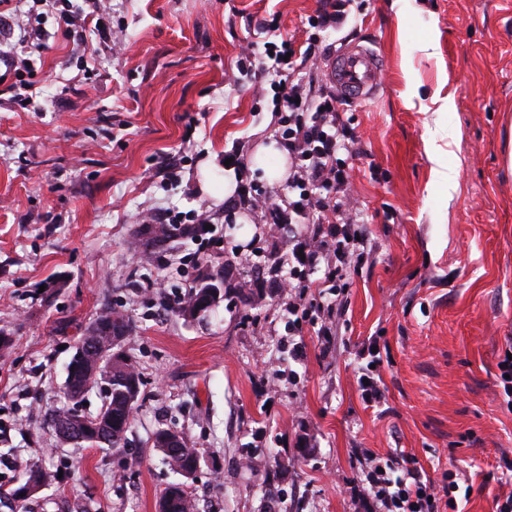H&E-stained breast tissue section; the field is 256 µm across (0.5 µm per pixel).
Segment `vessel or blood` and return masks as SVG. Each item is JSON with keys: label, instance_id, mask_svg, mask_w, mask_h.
Masks as SVG:
<instances>
[{"label": "vessel or blood", "instance_id": "b4317fda", "mask_svg": "<svg viewBox=\"0 0 512 512\" xmlns=\"http://www.w3.org/2000/svg\"><path fill=\"white\" fill-rule=\"evenodd\" d=\"M383 59L361 45L344 46L330 64V77L337 91L354 102L373 99L382 89Z\"/></svg>", "mask_w": 512, "mask_h": 512}]
</instances>
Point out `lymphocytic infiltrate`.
Returning <instances> with one entry per match:
<instances>
[{
    "mask_svg": "<svg viewBox=\"0 0 512 512\" xmlns=\"http://www.w3.org/2000/svg\"><path fill=\"white\" fill-rule=\"evenodd\" d=\"M272 54V69L264 71L260 51ZM308 54L297 53L291 39L250 43L237 60L241 76L257 78L267 72L269 90L281 126L280 142L288 151V203L267 198L256 182L239 183L231 209L261 211L268 224L296 226L299 247L305 255L302 270H289V279L308 283L323 272V287L332 288L357 252L366 248L360 224L365 216L354 206L349 179L354 156V136L343 121L344 100L331 85L304 75ZM365 479L360 493L367 512H439L433 482L423 480L409 456L377 458L361 449Z\"/></svg>",
    "mask_w": 512,
    "mask_h": 512,
    "instance_id": "obj_1",
    "label": "lymphocytic infiltrate"
}]
</instances>
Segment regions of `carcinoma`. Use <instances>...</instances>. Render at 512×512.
<instances>
[{
    "label": "carcinoma",
    "instance_id": "cac0c4a2",
    "mask_svg": "<svg viewBox=\"0 0 512 512\" xmlns=\"http://www.w3.org/2000/svg\"><path fill=\"white\" fill-rule=\"evenodd\" d=\"M149 245L157 248L178 239L195 238L198 228L193 224L184 225L174 232L159 224L149 226ZM224 281L221 274H210L201 278L189 288L186 297L176 309L180 315L195 317L207 313L223 299L224 294L213 297L207 286L212 282ZM132 324L127 315L112 307L103 309L87 329L77 346L84 351L83 368L69 372L65 396L71 402L79 403L86 392L98 384L104 385V400L99 412L86 416L75 408L58 410L51 414L54 426L65 425L74 432L93 429L90 438L92 446L122 448L127 440L134 419V409L140 396L141 380L132 357L125 353L122 343L131 332ZM153 447L162 455V462L174 474L187 477L196 473L200 454L188 446L181 432L161 429L153 434ZM48 473L38 464H31L26 470L23 486L41 488ZM159 512H195L193 498L185 491V483L169 484L160 495Z\"/></svg>",
    "mask_w": 512,
    "mask_h": 512
}]
</instances>
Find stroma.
Instances as JSON below:
<instances>
[{
	"mask_svg": "<svg viewBox=\"0 0 512 512\" xmlns=\"http://www.w3.org/2000/svg\"><path fill=\"white\" fill-rule=\"evenodd\" d=\"M360 2L342 33L320 35L385 58L382 92L342 114L370 255L348 271L327 341L308 325L288 331L273 269L294 262L291 233L269 237L257 213L225 223L223 201L199 188L209 166L234 182L232 145L249 158L279 137L270 99L230 86L241 46L269 40L261 22L273 14L306 49L320 0H109L99 13L71 0L112 30L82 45L45 0H17L7 35L35 60L40 94L23 109L0 90V335L12 339L0 351V512H158L174 476L150 439L168 427L200 451V512H361L360 448L412 456L439 487L458 473L472 485L460 512H492L512 492L497 379L512 336V0ZM31 12L49 34L40 48ZM174 156L181 172L164 179ZM166 207L213 228L144 259L142 216ZM216 271L224 297L207 316L165 307ZM107 305L131 319L123 348L142 379L120 449L63 439L49 421ZM369 339L385 387L375 408L355 370ZM28 459L51 478L19 507L4 493Z\"/></svg>",
	"mask_w": 512,
	"mask_h": 512,
	"instance_id": "stroma-1",
	"label": "stroma"
}]
</instances>
